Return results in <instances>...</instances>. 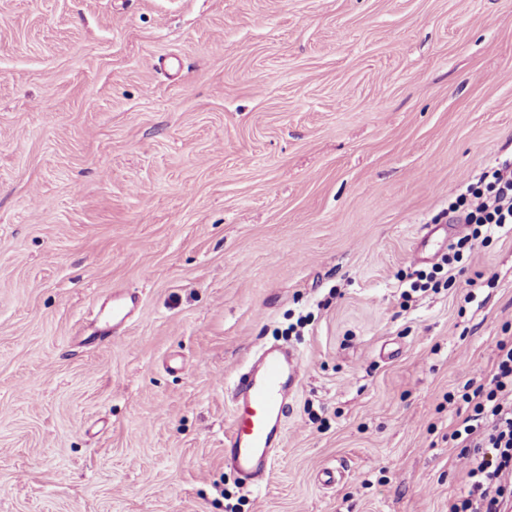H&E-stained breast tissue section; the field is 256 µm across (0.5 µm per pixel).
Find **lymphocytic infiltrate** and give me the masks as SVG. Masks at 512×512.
Instances as JSON below:
<instances>
[{"instance_id": "obj_1", "label": "lymphocytic infiltrate", "mask_w": 512, "mask_h": 512, "mask_svg": "<svg viewBox=\"0 0 512 512\" xmlns=\"http://www.w3.org/2000/svg\"><path fill=\"white\" fill-rule=\"evenodd\" d=\"M470 230L458 245H473L494 228L512 224V166L483 172L448 206ZM496 360L488 382L471 380L472 406L451 433L463 454L469 455L467 493L450 501L448 512H501L512 491V340L496 344Z\"/></svg>"}]
</instances>
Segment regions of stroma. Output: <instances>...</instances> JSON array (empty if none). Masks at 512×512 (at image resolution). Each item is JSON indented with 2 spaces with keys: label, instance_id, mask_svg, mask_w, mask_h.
<instances>
[{
  "label": "stroma",
  "instance_id": "stroma-1",
  "mask_svg": "<svg viewBox=\"0 0 512 512\" xmlns=\"http://www.w3.org/2000/svg\"><path fill=\"white\" fill-rule=\"evenodd\" d=\"M510 160L512 0H0V512H448L512 224L435 292L411 254ZM266 343L305 373L257 492ZM303 377L304 366L297 353L271 347L234 381L224 460L254 490L263 488L273 467L282 445L288 398Z\"/></svg>",
  "mask_w": 512,
  "mask_h": 512
}]
</instances>
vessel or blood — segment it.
Masks as SVG:
<instances>
[{
    "mask_svg": "<svg viewBox=\"0 0 512 512\" xmlns=\"http://www.w3.org/2000/svg\"><path fill=\"white\" fill-rule=\"evenodd\" d=\"M303 377L304 366L297 353L271 347L234 382L224 459L254 490L263 488L273 467L282 445L288 399Z\"/></svg>",
    "mask_w": 512,
    "mask_h": 512,
    "instance_id": "b4317fda",
    "label": "vessel or blood"
}]
</instances>
